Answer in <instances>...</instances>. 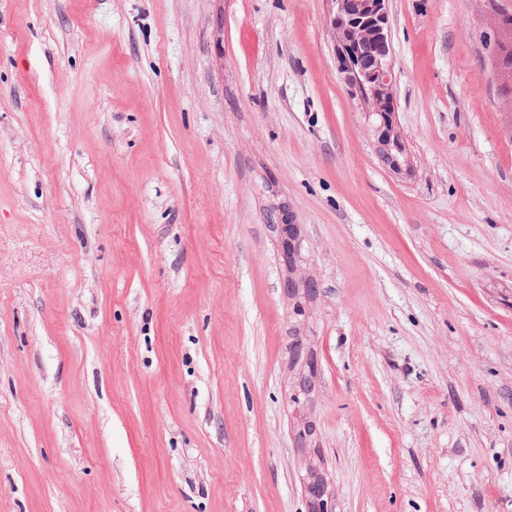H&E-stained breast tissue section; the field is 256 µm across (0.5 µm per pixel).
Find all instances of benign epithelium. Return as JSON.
<instances>
[{"label": "benign epithelium", "instance_id": "1", "mask_svg": "<svg viewBox=\"0 0 512 512\" xmlns=\"http://www.w3.org/2000/svg\"><path fill=\"white\" fill-rule=\"evenodd\" d=\"M330 24L346 82L368 107L369 129L381 158L396 173L410 170L412 158L396 120L395 73L388 0H330Z\"/></svg>", "mask_w": 512, "mask_h": 512}]
</instances>
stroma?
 <instances>
[{"mask_svg":"<svg viewBox=\"0 0 512 512\" xmlns=\"http://www.w3.org/2000/svg\"><path fill=\"white\" fill-rule=\"evenodd\" d=\"M330 11L0 0V512H512V0H388L408 175Z\"/></svg>","mask_w":512,"mask_h":512,"instance_id":"stroma-1","label":"stroma"}]
</instances>
